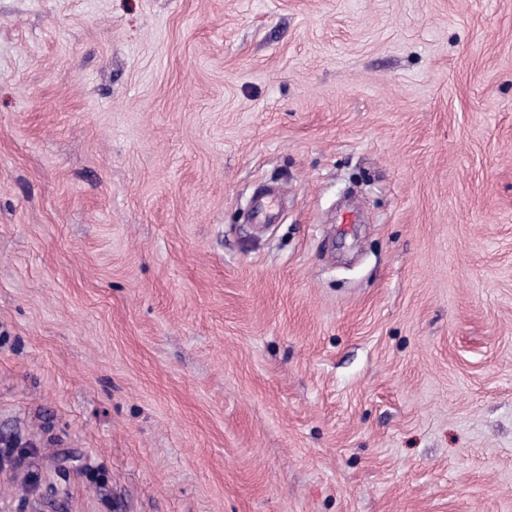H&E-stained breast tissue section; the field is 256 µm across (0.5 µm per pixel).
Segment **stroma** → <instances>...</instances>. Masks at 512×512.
<instances>
[{
    "mask_svg": "<svg viewBox=\"0 0 512 512\" xmlns=\"http://www.w3.org/2000/svg\"><path fill=\"white\" fill-rule=\"evenodd\" d=\"M0 451V512H512V0H0Z\"/></svg>",
    "mask_w": 512,
    "mask_h": 512,
    "instance_id": "stroma-1",
    "label": "stroma"
}]
</instances>
